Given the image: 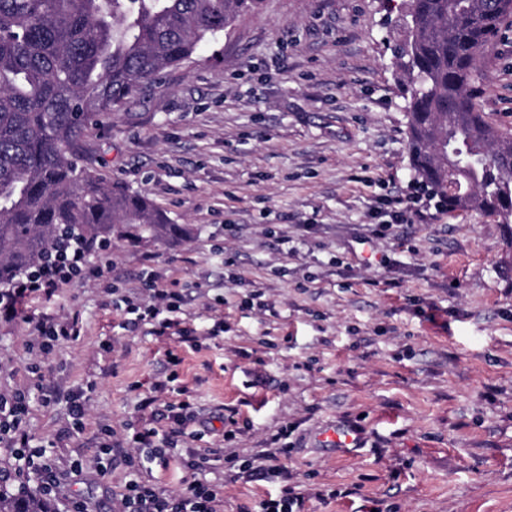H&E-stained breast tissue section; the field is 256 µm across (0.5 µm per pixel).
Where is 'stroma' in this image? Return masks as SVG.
I'll list each match as a JSON object with an SVG mask.
<instances>
[{
	"label": "stroma",
	"mask_w": 512,
	"mask_h": 512,
	"mask_svg": "<svg viewBox=\"0 0 512 512\" xmlns=\"http://www.w3.org/2000/svg\"><path fill=\"white\" fill-rule=\"evenodd\" d=\"M398 14L397 0H263L87 138L106 180L187 234L112 237L97 260L111 280L0 309V396L26 395L57 512H119L132 472L167 498L207 481L217 512L286 485L305 512H512V245L413 182ZM475 83L478 109L512 128V27ZM395 198L421 218L373 237ZM148 270L179 293L192 341L126 322L117 300H148ZM256 289L265 308L246 302ZM30 315L81 333L38 349ZM218 319L230 330L214 336ZM68 392L85 399L81 426ZM352 424L357 444H317ZM285 426L280 471L264 473ZM145 428L169 449L134 443Z\"/></svg>",
	"instance_id": "1"
}]
</instances>
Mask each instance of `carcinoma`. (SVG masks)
Segmentation results:
<instances>
[{"label":"carcinoma","mask_w":512,"mask_h":512,"mask_svg":"<svg viewBox=\"0 0 512 512\" xmlns=\"http://www.w3.org/2000/svg\"><path fill=\"white\" fill-rule=\"evenodd\" d=\"M263 0H0V288L63 240L181 236L144 193L104 180L84 142L145 84L189 59ZM413 179L450 212L512 228V131L475 103L484 51L512 0H407ZM0 512H56L0 480Z\"/></svg>","instance_id":"1"}]
</instances>
